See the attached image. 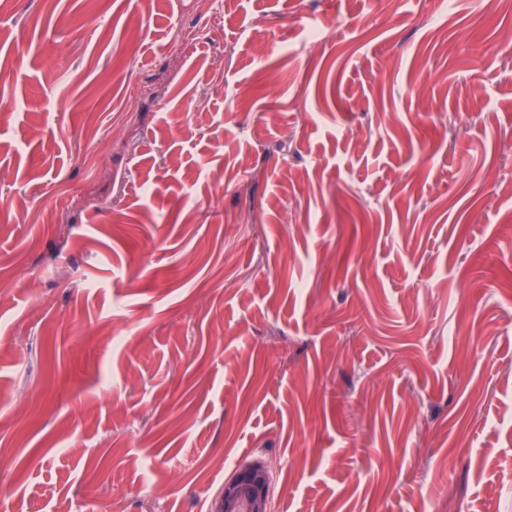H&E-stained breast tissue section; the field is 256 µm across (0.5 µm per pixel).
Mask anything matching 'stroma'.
I'll return each mask as SVG.
<instances>
[{"label": "stroma", "instance_id": "1", "mask_svg": "<svg viewBox=\"0 0 512 512\" xmlns=\"http://www.w3.org/2000/svg\"><path fill=\"white\" fill-rule=\"evenodd\" d=\"M222 2L0 0V512H503L512 17ZM270 484V471L264 463L246 464L224 483L208 512H272Z\"/></svg>", "mask_w": 512, "mask_h": 512}]
</instances>
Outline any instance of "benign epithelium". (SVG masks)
Wrapping results in <instances>:
<instances>
[{
	"label": "benign epithelium",
	"mask_w": 512,
	"mask_h": 512,
	"mask_svg": "<svg viewBox=\"0 0 512 512\" xmlns=\"http://www.w3.org/2000/svg\"><path fill=\"white\" fill-rule=\"evenodd\" d=\"M270 484V471L264 463L246 464L224 483L208 512H272Z\"/></svg>",
	"instance_id": "benign-epithelium-1"
}]
</instances>
